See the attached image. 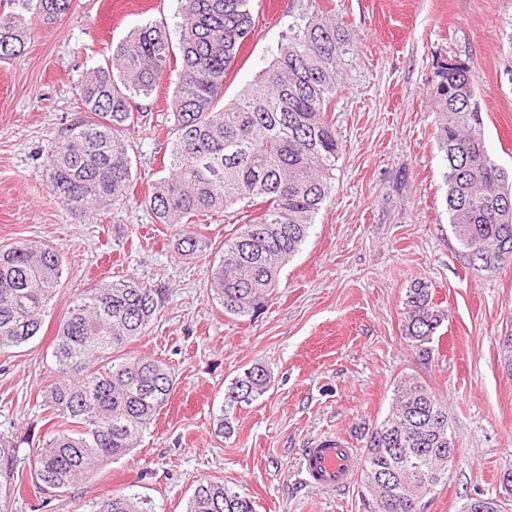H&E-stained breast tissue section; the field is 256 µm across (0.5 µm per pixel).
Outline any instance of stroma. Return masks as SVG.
<instances>
[{
	"mask_svg": "<svg viewBox=\"0 0 512 512\" xmlns=\"http://www.w3.org/2000/svg\"><path fill=\"white\" fill-rule=\"evenodd\" d=\"M179 7L73 0L53 24L26 18L24 52L0 60V245L50 246L63 265L38 338L0 357V439L12 444L21 480L0 512H78V503L118 491L156 512H185L203 478L223 479L256 512H367L359 479L333 491L308 485L303 453L331 436L364 448V428L387 416L396 382L411 374L447 404L457 448L425 512H460L466 497L495 495L512 467V377L501 362L512 335V264L475 270L458 256L434 92L446 61L469 67L488 151L512 170V0H254L255 34L224 81L225 99L253 83L292 25L317 10L358 36L338 75L331 198L254 320L225 315L209 288L231 225L216 218L212 250L183 257L145 207L163 143L135 141L133 199L93 223L75 218L47 183L45 150L80 116L83 75L144 23L176 30ZM123 275L168 291L148 336L126 351L167 363L175 390L133 453L104 463L89 484L45 497L29 460L51 431L40 389L53 377L57 325L85 288ZM416 280L446 313L427 360L401 335ZM258 361L271 371L269 391L235 409L231 434L218 433L225 388Z\"/></svg>",
	"mask_w": 512,
	"mask_h": 512,
	"instance_id": "obj_1",
	"label": "stroma"
}]
</instances>
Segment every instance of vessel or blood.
Returning a JSON list of instances; mask_svg holds the SVG:
<instances>
[{
  "label": "vessel or blood",
  "instance_id": "1",
  "mask_svg": "<svg viewBox=\"0 0 512 512\" xmlns=\"http://www.w3.org/2000/svg\"><path fill=\"white\" fill-rule=\"evenodd\" d=\"M304 474L310 484L333 489L345 485L356 468L355 449L337 438H325L304 452Z\"/></svg>",
  "mask_w": 512,
  "mask_h": 512
}]
</instances>
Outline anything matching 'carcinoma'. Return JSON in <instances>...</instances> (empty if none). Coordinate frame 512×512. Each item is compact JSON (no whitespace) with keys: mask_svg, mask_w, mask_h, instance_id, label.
<instances>
[{"mask_svg":"<svg viewBox=\"0 0 512 512\" xmlns=\"http://www.w3.org/2000/svg\"><path fill=\"white\" fill-rule=\"evenodd\" d=\"M254 0H180L177 40L167 26L135 28L104 63L78 84L84 115L45 150L51 192L75 215L93 221L130 199L134 157L129 134L169 145L167 174L145 201L159 224L175 229L181 256L208 249L198 225L222 214L238 228L218 250L210 289L224 313L251 320L265 310L281 270L309 236L329 198L339 156L330 104L336 73L354 34L336 20L313 16L292 29L269 66L237 99L224 102V79L254 35ZM72 0H22L33 18L50 23ZM27 30L0 16V59L25 50ZM175 74L164 117L143 106L162 75ZM435 91L438 141L448 184L446 204L460 258L469 267H503L512 247V172L485 145L484 123L470 70L440 68ZM485 255L473 263L472 253ZM59 253L17 242L0 247V353L30 344L60 285ZM164 302L160 288L121 276L85 289L68 308L53 342L54 379L42 390L53 429L30 461L37 487L62 496L92 481L99 465L131 453L166 406L176 379L160 360L128 355L147 335ZM445 313L428 283L407 289L402 335L419 358ZM271 374L256 362L224 390L219 431L230 410L269 389ZM361 480L369 512H424L426 498L448 479L456 448L448 408L424 381L406 375L393 389L388 415L365 433ZM503 499L466 498L461 512H504ZM89 512H154L136 494L100 498ZM187 512H255L251 499L219 479L197 483Z\"/></svg>","mask_w":512,"mask_h":512,"instance_id":"obj_1","label":"carcinoma"}]
</instances>
